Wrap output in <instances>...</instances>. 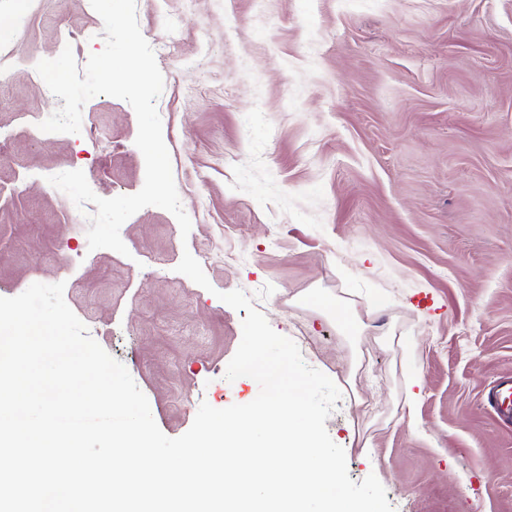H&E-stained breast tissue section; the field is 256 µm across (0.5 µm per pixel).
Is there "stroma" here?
<instances>
[{
    "label": "stroma",
    "mask_w": 512,
    "mask_h": 512,
    "mask_svg": "<svg viewBox=\"0 0 512 512\" xmlns=\"http://www.w3.org/2000/svg\"><path fill=\"white\" fill-rule=\"evenodd\" d=\"M157 54L156 101L181 204L148 206L89 250L48 174L102 198L137 193L133 108L88 100L77 134L40 122L63 99L36 71L104 47L90 0H0L12 67L0 85V297L64 283L168 437L228 381L236 289L339 387L326 422L350 478L376 475L394 512H512V426L485 396L512 376V0H136ZM210 289L176 267L184 253ZM344 308L359 330L336 321Z\"/></svg>",
    "instance_id": "1"
}]
</instances>
